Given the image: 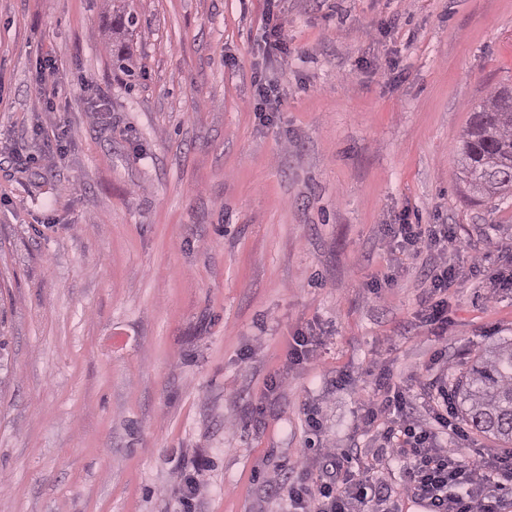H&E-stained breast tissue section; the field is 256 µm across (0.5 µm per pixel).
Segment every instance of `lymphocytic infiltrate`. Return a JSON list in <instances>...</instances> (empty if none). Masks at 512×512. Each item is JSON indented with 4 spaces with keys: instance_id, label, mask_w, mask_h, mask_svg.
<instances>
[{
    "instance_id": "lymphocytic-infiltrate-1",
    "label": "lymphocytic infiltrate",
    "mask_w": 512,
    "mask_h": 512,
    "mask_svg": "<svg viewBox=\"0 0 512 512\" xmlns=\"http://www.w3.org/2000/svg\"><path fill=\"white\" fill-rule=\"evenodd\" d=\"M378 397L363 408L364 424L391 414L403 438L395 453L404 464L405 489L428 512H512V500L499 493L502 482L512 481V454L501 456L481 450L460 457L443 446L439 429H451L452 413L447 390H439L434 426L415 421L403 392L393 390L387 377H379ZM294 480L288 498L295 512H378V496L369 495L368 479L333 458L329 471L312 474L303 462H294Z\"/></svg>"
}]
</instances>
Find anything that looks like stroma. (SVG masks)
Wrapping results in <instances>:
<instances>
[{
    "label": "stroma",
    "mask_w": 512,
    "mask_h": 512,
    "mask_svg": "<svg viewBox=\"0 0 512 512\" xmlns=\"http://www.w3.org/2000/svg\"><path fill=\"white\" fill-rule=\"evenodd\" d=\"M265 7L0 0V512H293L270 477L328 448L423 512L360 408L383 372L429 422L512 337V195L473 205L454 177L474 108L512 88V0H278L284 61ZM393 224L455 239L413 254ZM444 261L442 330L423 315ZM269 3L267 4V11H266V24L270 26V33L269 37L265 41V50L267 55L271 56L273 54L279 53L281 54H287V45L284 42V40L281 38L280 33V26L276 22V18L273 11V5L275 0H267ZM273 38V40H271Z\"/></svg>",
    "instance_id": "stroma-1"
}]
</instances>
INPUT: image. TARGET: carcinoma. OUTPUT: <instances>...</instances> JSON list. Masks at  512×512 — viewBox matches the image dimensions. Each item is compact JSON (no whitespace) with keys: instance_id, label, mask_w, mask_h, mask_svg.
<instances>
[{"instance_id":"obj_1","label":"carcinoma","mask_w":512,"mask_h":512,"mask_svg":"<svg viewBox=\"0 0 512 512\" xmlns=\"http://www.w3.org/2000/svg\"><path fill=\"white\" fill-rule=\"evenodd\" d=\"M458 179L484 196L512 192V88L475 109L460 147ZM462 419L504 445L512 444V339L483 352L452 384Z\"/></svg>"}]
</instances>
